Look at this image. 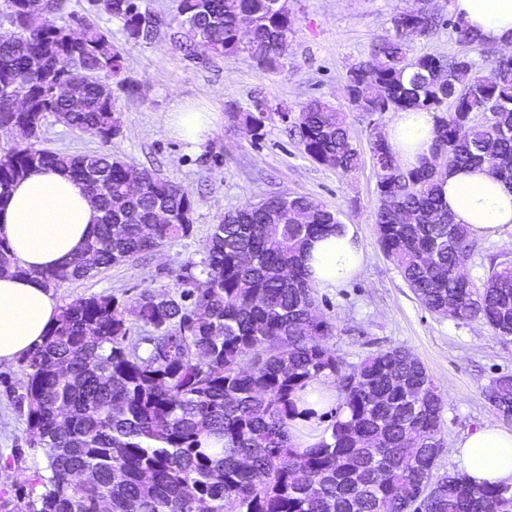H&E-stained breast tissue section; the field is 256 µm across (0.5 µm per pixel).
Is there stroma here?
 <instances>
[{"instance_id": "stroma-1", "label": "stroma", "mask_w": 512, "mask_h": 512, "mask_svg": "<svg viewBox=\"0 0 512 512\" xmlns=\"http://www.w3.org/2000/svg\"><path fill=\"white\" fill-rule=\"evenodd\" d=\"M137 4L159 19L147 42L128 41L120 20L105 14L94 18L122 49L124 76L139 89L135 95H119L121 134L105 144L51 120L43 129V144L67 152L108 149L187 188L197 201L194 230L190 237L93 278L61 284L55 290L59 304L89 294H113L131 302L147 287L172 289L180 267L202 259L211 226L224 212L273 194L317 199L352 227L366 254L359 273L336 287L316 291L322 318L335 327L331 346L350 366L390 347L414 354L447 399L445 447L437 458V470L442 474L459 470L454 442L478 425L498 419L483 392L492 378L512 373V337L499 336L478 320H452L429 312L383 253L373 223L380 200L369 143L384 132L392 114L347 111L351 141L363 158L361 167L348 175L305 155L281 121L270 122L264 137L255 141L232 128L226 115L230 105L243 107L255 99L273 105L284 102L294 109L319 98L345 109L349 66L378 38L392 34L393 17L412 9L414 0H288L297 23L285 65L275 73L244 53L227 59L202 52L188 58L170 39L173 0H137ZM184 102L217 116L210 135L196 146L178 138L170 125L176 105ZM493 255L512 261V233L480 239L477 251L467 256L465 271L475 283L485 280ZM25 382L22 361L0 364V499L9 500L12 512H23L28 478L45 465V451L31 445L17 405Z\"/></svg>"}]
</instances>
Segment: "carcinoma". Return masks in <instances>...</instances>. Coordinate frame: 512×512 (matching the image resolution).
I'll return each instance as SVG.
<instances>
[{"instance_id":"obj_1","label":"carcinoma","mask_w":512,"mask_h":512,"mask_svg":"<svg viewBox=\"0 0 512 512\" xmlns=\"http://www.w3.org/2000/svg\"><path fill=\"white\" fill-rule=\"evenodd\" d=\"M96 2L93 12L122 21L128 40L153 37L158 19L136 0ZM176 2L173 38L188 53L282 66L296 18L274 0ZM62 5L5 0L15 31L0 39V129L15 133L0 154V201L31 170L55 167L101 212L83 262L40 272L52 288L190 236L196 208L188 189L110 152L42 146L50 118L111 142L122 128L116 90H133L111 34L86 19L76 31L56 25ZM440 20L430 0L394 16V34L349 67L346 103L371 116L438 113L431 158L417 167L370 141L378 241L428 311L508 336L512 263L491 259L479 286L457 276L478 242L448 214L437 176L444 159L485 165L512 190V57L486 70L494 48L457 20L448 24L465 53L410 56L409 39ZM63 77L78 84L74 95L54 92ZM287 110L258 99L227 117L257 141L277 116L313 160L345 174L359 168L344 111L319 98ZM485 112L493 124L478 121ZM336 223L308 196L245 202L211 226L204 258L182 266L174 290L146 288L131 305L111 294L63 305L23 357L27 430L46 455L28 479L39 492L27 512H512V486L437 472L445 397L411 352L379 350L347 368L329 345L335 326L312 314L303 253ZM322 377L339 392L330 433L298 452L294 397ZM484 397L512 421V374L494 378Z\"/></svg>"}]
</instances>
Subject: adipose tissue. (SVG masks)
Segmentation results:
<instances>
[{
    "label": "adipose tissue",
    "instance_id": "adipose-tissue-1",
    "mask_svg": "<svg viewBox=\"0 0 512 512\" xmlns=\"http://www.w3.org/2000/svg\"><path fill=\"white\" fill-rule=\"evenodd\" d=\"M451 10L473 35L488 45L512 49V0H452ZM435 121L428 112H399L384 138L402 166L428 158ZM443 197L455 223L473 237L512 231V190L486 168H459L440 177ZM99 217L85 188L67 172L44 168L12 188L0 206V237L10 250L12 272L0 274V364L14 362L42 343L59 303L40 270L79 256ZM364 250L349 225H333L309 241L303 265L318 288H333L359 272ZM338 392L328 378L300 392L293 421V443L319 442ZM457 458L478 483L512 484V431L494 423L476 428L455 444Z\"/></svg>",
    "mask_w": 512,
    "mask_h": 512
}]
</instances>
